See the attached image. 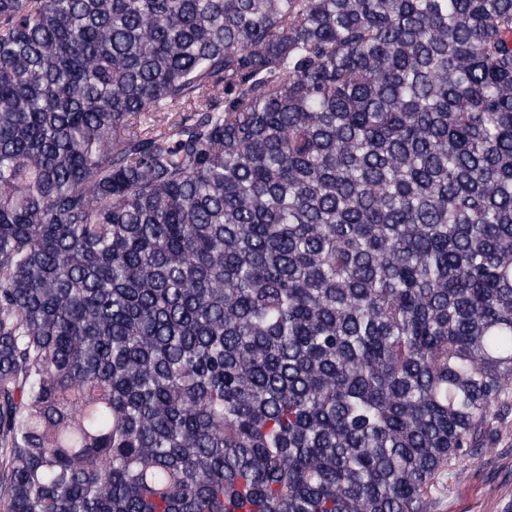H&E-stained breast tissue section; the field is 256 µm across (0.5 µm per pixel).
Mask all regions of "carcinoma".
<instances>
[{
    "label": "carcinoma",
    "instance_id": "1",
    "mask_svg": "<svg viewBox=\"0 0 512 512\" xmlns=\"http://www.w3.org/2000/svg\"><path fill=\"white\" fill-rule=\"evenodd\" d=\"M512 388V0H0L3 512H427Z\"/></svg>",
    "mask_w": 512,
    "mask_h": 512
}]
</instances>
